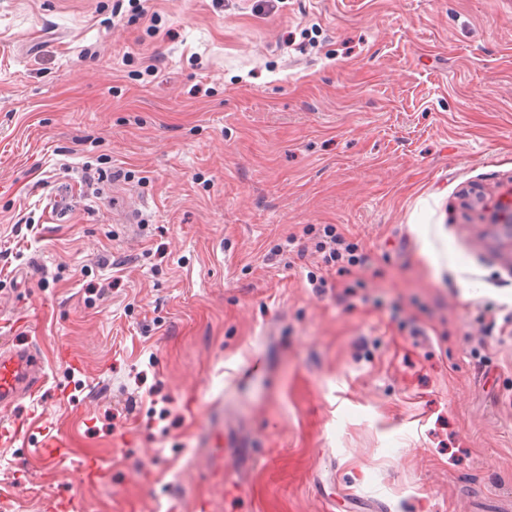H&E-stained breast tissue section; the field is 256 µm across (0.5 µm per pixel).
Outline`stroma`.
Wrapping results in <instances>:
<instances>
[{"label": "stroma", "instance_id": "1", "mask_svg": "<svg viewBox=\"0 0 512 512\" xmlns=\"http://www.w3.org/2000/svg\"><path fill=\"white\" fill-rule=\"evenodd\" d=\"M511 189L512 0H0V512H512ZM318 234L321 239L316 246L319 250L324 249V252H328V256L325 255V258L328 257L326 263H333L336 266V273L340 276H350L355 268L364 264V257L357 253L358 245L348 241L342 233L338 232L335 225H324ZM40 362L30 348L1 349L0 405L11 406L34 395L42 384Z\"/></svg>", "mask_w": 512, "mask_h": 512}]
</instances>
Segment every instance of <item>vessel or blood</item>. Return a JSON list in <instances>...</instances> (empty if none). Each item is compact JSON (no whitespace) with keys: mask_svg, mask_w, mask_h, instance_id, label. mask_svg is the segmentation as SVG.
<instances>
[{"mask_svg":"<svg viewBox=\"0 0 512 512\" xmlns=\"http://www.w3.org/2000/svg\"><path fill=\"white\" fill-rule=\"evenodd\" d=\"M40 362L31 349L0 351V405L10 406L34 395L42 384Z\"/></svg>","mask_w":512,"mask_h":512,"instance_id":"vessel-or-blood-1","label":"vessel or blood"}]
</instances>
